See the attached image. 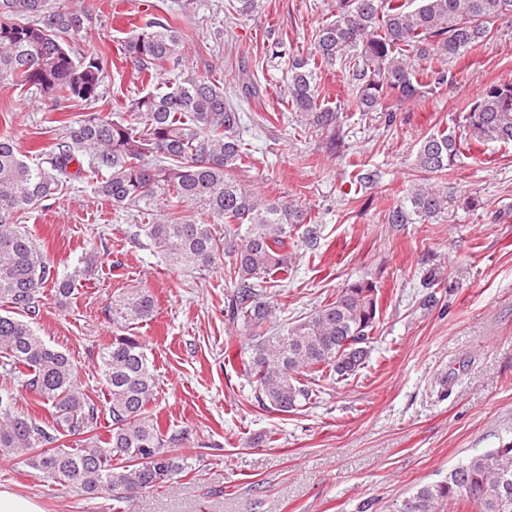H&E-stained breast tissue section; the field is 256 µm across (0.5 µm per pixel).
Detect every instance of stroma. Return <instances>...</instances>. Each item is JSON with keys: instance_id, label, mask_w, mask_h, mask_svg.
<instances>
[{"instance_id": "obj_1", "label": "stroma", "mask_w": 512, "mask_h": 512, "mask_svg": "<svg viewBox=\"0 0 512 512\" xmlns=\"http://www.w3.org/2000/svg\"><path fill=\"white\" fill-rule=\"evenodd\" d=\"M90 13L77 51L110 60L100 110L149 88H166L181 70L220 64L224 85L257 93L243 104L255 164L243 178L269 197L309 208L320 224L316 242L298 244L286 287L270 302L269 335L335 299L345 283L376 286L382 313L359 374L323 383L312 404L283 414L254 399L244 361L252 332L224 315L233 284L223 262L204 270L169 266L137 217L113 210L91 180L23 214L22 226L68 275L86 256L95 264L66 300L52 288L39 295L33 327L79 369L84 392L105 404L108 389L96 355L115 329L113 297L148 290L155 317L139 325L156 368L151 411L171 455L190 467L163 488L89 497L43 478L22 458L0 460V489L33 499L42 512H393L453 465L512 439V145L473 144L444 181L448 207L432 220L388 214L405 204L410 162L420 141L438 130H461L467 107L488 83L512 78V28L497 24L486 44L450 69L453 81L394 112H362L339 68L321 73V96L339 112L340 153L326 139L300 132L284 117L286 65L272 58V37L303 55L327 19L332 0H259L247 18L227 0H167L193 34L178 64L142 82L117 47L149 0H73ZM81 104L23 93L0 79V134L12 135L27 162L47 142L42 131ZM375 172L351 185L348 163Z\"/></svg>"}]
</instances>
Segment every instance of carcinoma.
Here are the masks:
<instances>
[{"label":"carcinoma","instance_id":"cac0c4a2","mask_svg":"<svg viewBox=\"0 0 512 512\" xmlns=\"http://www.w3.org/2000/svg\"><path fill=\"white\" fill-rule=\"evenodd\" d=\"M248 17L258 0H228ZM512 24V0H334L331 18L315 32L306 56L288 57L283 97L300 127L329 136L336 150L338 113L320 100L319 73L338 64L361 112H390L426 90L448 83V64L483 45L491 26ZM88 13L67 0H0V78L50 100L83 103L90 111L59 121L61 133L41 161L28 163L14 139L0 135V301L31 312L40 289L68 297L81 272L59 277L54 265L15 218L50 199L85 172L94 192L118 209L148 218L138 225L151 246L174 266L206 268L229 258L230 318L260 327L271 316L267 289L288 280V245L305 225V240L319 236L316 218L286 196L269 198L242 183L254 155L245 139L242 101L224 90L219 68L182 74L165 92L122 100L116 118L95 110L105 61L75 54ZM183 31L163 14L149 13L118 48L150 79L178 60ZM464 140L512 144V79L487 84L465 115ZM461 141L453 131L424 138L411 169L420 182L407 189L413 213L432 218L447 208L448 187L429 180L448 171ZM88 158L83 168L82 158ZM224 225V236L215 226ZM148 291L112 301L118 330L98 354L109 392L101 407L80 389L67 354L48 346L29 322L0 313V354L17 386L52 408L38 420L19 410L15 387H0V459L25 457L28 467L87 495L160 488L187 469L165 450L166 440L148 407L155 399L153 362L134 326L152 319ZM380 318L378 290L362 279L336 299L282 331L250 346L245 373L262 406L288 414L312 403L315 382L357 374L370 352ZM112 421L104 440L86 448L65 442L92 431L100 415ZM468 502L476 512H512V441L473 455L443 479L420 487L399 512H442Z\"/></svg>","mask_w":512,"mask_h":512}]
</instances>
